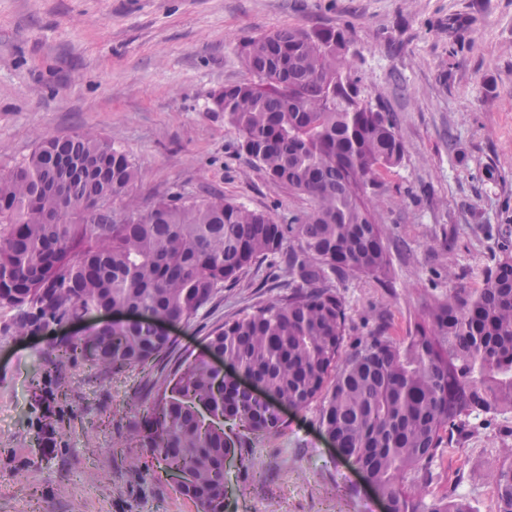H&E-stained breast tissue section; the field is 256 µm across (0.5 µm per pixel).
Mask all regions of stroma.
Here are the masks:
<instances>
[{
    "mask_svg": "<svg viewBox=\"0 0 512 512\" xmlns=\"http://www.w3.org/2000/svg\"><path fill=\"white\" fill-rule=\"evenodd\" d=\"M288 26L347 32L352 78L404 143L373 199L389 282L356 275L339 292L350 337L381 315L406 336L426 302L478 287L512 230V0H0V174L43 138L94 134L140 169L116 212L218 194L286 220L305 198L238 153L213 98L248 78L244 39ZM288 279L285 266L252 267L170 329L168 363L203 351L225 319L286 295ZM10 320L0 314V512H196L163 474L139 468L142 451L129 445L133 403L161 367L107 372L75 360L49 373L52 335H17ZM282 414L285 427L253 437L247 466L232 473L235 512H386L322 434L316 407ZM506 459L512 415H474L428 484L411 473L399 483L496 512Z\"/></svg>",
    "mask_w": 512,
    "mask_h": 512,
    "instance_id": "obj_1",
    "label": "stroma"
}]
</instances>
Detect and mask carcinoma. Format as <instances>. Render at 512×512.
<instances>
[{
	"mask_svg": "<svg viewBox=\"0 0 512 512\" xmlns=\"http://www.w3.org/2000/svg\"><path fill=\"white\" fill-rule=\"evenodd\" d=\"M347 41L332 28H278L245 39L251 78L213 98L238 151L266 180L308 207L280 224L222 195L161 197L145 210H112L138 167L92 135L39 142L0 176V311L19 333L63 321L82 336L55 339L51 364L81 359L114 371L162 360L173 340L159 325L187 322L258 260L282 261L288 296L258 304L207 336L148 399L135 435L197 512H234L224 462L243 467L255 435L285 421L216 366L210 354L292 408L317 407L318 424L362 468L392 512H475L465 498L426 499L397 482L431 478L446 434L473 414H512V247L477 288L425 305L398 339L385 325L347 341L336 283L388 281L382 217L371 203L405 147L390 116L359 98L344 74ZM101 312L127 321H91ZM497 512H512V460L495 475Z\"/></svg>",
	"mask_w": 512,
	"mask_h": 512,
	"instance_id": "obj_1",
	"label": "carcinoma"
}]
</instances>
